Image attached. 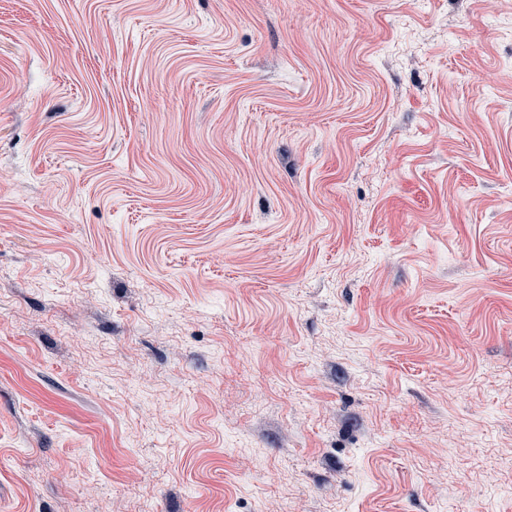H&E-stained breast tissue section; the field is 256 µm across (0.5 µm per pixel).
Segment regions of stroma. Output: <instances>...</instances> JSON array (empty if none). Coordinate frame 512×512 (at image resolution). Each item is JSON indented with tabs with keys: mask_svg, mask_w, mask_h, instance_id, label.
Returning <instances> with one entry per match:
<instances>
[{
	"mask_svg": "<svg viewBox=\"0 0 512 512\" xmlns=\"http://www.w3.org/2000/svg\"><path fill=\"white\" fill-rule=\"evenodd\" d=\"M510 18L0 0V512H512Z\"/></svg>",
	"mask_w": 512,
	"mask_h": 512,
	"instance_id": "1",
	"label": "stroma"
}]
</instances>
